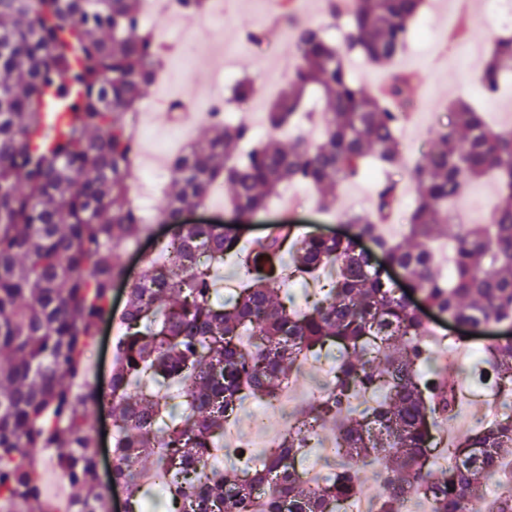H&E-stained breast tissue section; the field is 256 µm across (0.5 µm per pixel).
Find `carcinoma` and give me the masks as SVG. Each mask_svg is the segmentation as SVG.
Returning a JSON list of instances; mask_svg holds the SVG:
<instances>
[{"mask_svg": "<svg viewBox=\"0 0 512 512\" xmlns=\"http://www.w3.org/2000/svg\"><path fill=\"white\" fill-rule=\"evenodd\" d=\"M422 4L324 0L337 40L297 21L292 0H282L277 19H288L297 65L265 105L268 138L254 140L244 114L220 116L259 91L236 81L230 98L207 109L204 139L172 159L150 222L131 197L136 122L162 68L142 0H0V512H52L37 467L46 448L81 490L67 512H104L108 489L87 432L95 403L112 416V482L125 488L126 512H145L156 488L167 512H336L361 495L359 473L375 463L385 474L378 512H405L416 494L431 512H512L511 492L489 510L480 494L512 456V416L446 441L433 435L463 393L438 372L421 376L432 358L429 323L389 277L399 267L409 290L453 321L512 324V127L493 130L479 107L450 101L436 146L405 167L406 180L377 179L369 212L343 214V237L281 231L249 252L234 224L180 222L218 191L252 217L293 182L315 189L330 211L340 186L400 166L398 132L416 111L413 75L393 68L369 87L348 60L393 64L416 35ZM511 74L505 36L480 64V91L495 95ZM489 175L498 201L487 221L456 222L449 206ZM407 186L414 205L398 239L386 227ZM152 222L170 234L153 242L118 313L113 282ZM439 240L453 246L446 276L431 250ZM227 258L242 278L224 299L216 273ZM291 281L314 286L304 310L273 299ZM114 320L111 379L96 389L89 353L100 325ZM324 351L336 352L331 386L266 451L252 486L208 468L237 417L234 402L273 404L296 362ZM484 361L475 383L512 395V339L484 346ZM381 389L382 400L350 416L355 400ZM174 398L183 399L178 417ZM328 425L336 473L322 485L298 482L294 458Z\"/></svg>", "mask_w": 512, "mask_h": 512, "instance_id": "cac0c4a2", "label": "carcinoma"}]
</instances>
